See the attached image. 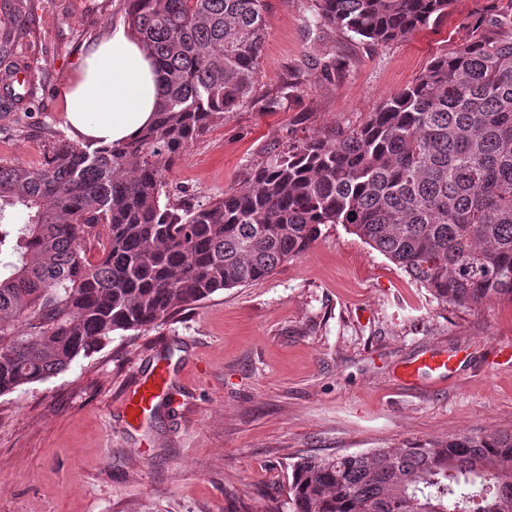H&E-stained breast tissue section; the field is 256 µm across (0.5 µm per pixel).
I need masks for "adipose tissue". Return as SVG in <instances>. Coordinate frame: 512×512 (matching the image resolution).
<instances>
[{"label": "adipose tissue", "mask_w": 512, "mask_h": 512, "mask_svg": "<svg viewBox=\"0 0 512 512\" xmlns=\"http://www.w3.org/2000/svg\"><path fill=\"white\" fill-rule=\"evenodd\" d=\"M158 88L146 50L119 27L87 47L66 86V117L83 139L99 146L122 143L151 123Z\"/></svg>", "instance_id": "1"}]
</instances>
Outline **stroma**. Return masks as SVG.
Instances as JSON below:
<instances>
[{"label":"stroma","instance_id":"obj_1","mask_svg":"<svg viewBox=\"0 0 512 512\" xmlns=\"http://www.w3.org/2000/svg\"><path fill=\"white\" fill-rule=\"evenodd\" d=\"M23 52L46 75L18 125L0 124V162L45 163L69 137L63 93L86 47L124 25L123 0H28ZM308 0H266L252 102L226 114L168 175L173 197L205 204L237 188L274 148L353 128L455 48L476 0L374 47L331 33L323 74ZM512 302L443 307L340 224L271 275L217 292L169 322L117 331L46 382L0 396V512H292L303 456L394 448L512 427ZM456 353L453 372L403 381L402 364ZM169 366L161 417L129 424L124 402Z\"/></svg>","mask_w":512,"mask_h":512}]
</instances>
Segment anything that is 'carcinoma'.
I'll return each mask as SVG.
<instances>
[{"mask_svg":"<svg viewBox=\"0 0 512 512\" xmlns=\"http://www.w3.org/2000/svg\"><path fill=\"white\" fill-rule=\"evenodd\" d=\"M160 76L155 123L115 146L61 139L39 167L0 163V395L42 383L110 341L218 291L263 279L341 224L439 304L512 302V0H486L465 39L359 126L276 148L205 205L166 173L252 99L265 0H123ZM450 0H310L314 40L384 46L439 22ZM0 32V119L41 82ZM22 209L24 221L11 212ZM106 227L90 260L80 242ZM293 512H512V429L305 456Z\"/></svg>","mask_w":512,"mask_h":512,"instance_id":"carcinoma-1","label":"carcinoma"}]
</instances>
